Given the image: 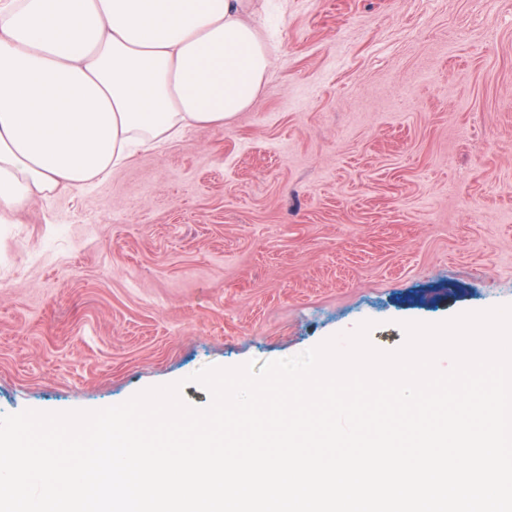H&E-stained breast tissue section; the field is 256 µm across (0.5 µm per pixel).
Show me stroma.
I'll list each match as a JSON object with an SVG mask.
<instances>
[{"instance_id":"obj_1","label":"stroma","mask_w":512,"mask_h":512,"mask_svg":"<svg viewBox=\"0 0 512 512\" xmlns=\"http://www.w3.org/2000/svg\"><path fill=\"white\" fill-rule=\"evenodd\" d=\"M258 100L0 224V415L512 304V0H251Z\"/></svg>"}]
</instances>
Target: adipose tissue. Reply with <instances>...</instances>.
<instances>
[{
  "label": "adipose tissue",
  "instance_id": "1",
  "mask_svg": "<svg viewBox=\"0 0 512 512\" xmlns=\"http://www.w3.org/2000/svg\"><path fill=\"white\" fill-rule=\"evenodd\" d=\"M273 64L247 0H0V223L224 125Z\"/></svg>",
  "mask_w": 512,
  "mask_h": 512
}]
</instances>
